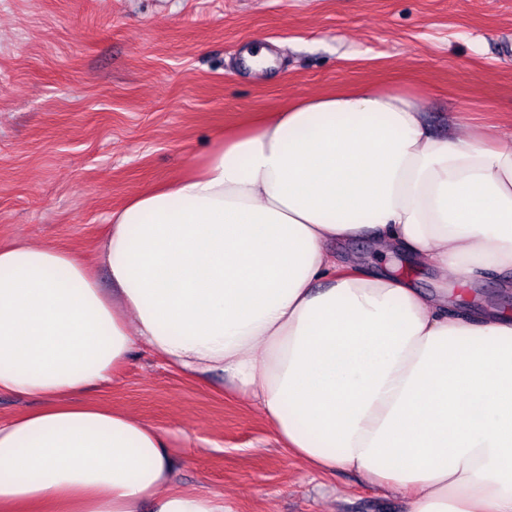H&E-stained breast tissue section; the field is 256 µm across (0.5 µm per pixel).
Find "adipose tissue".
Listing matches in <instances>:
<instances>
[{
  "label": "adipose tissue",
  "instance_id": "adipose-tissue-1",
  "mask_svg": "<svg viewBox=\"0 0 512 512\" xmlns=\"http://www.w3.org/2000/svg\"><path fill=\"white\" fill-rule=\"evenodd\" d=\"M416 92L305 95L225 131L112 211L100 288L73 252L0 245V512H236L180 490L171 433L86 400L146 348L226 381L314 473L407 512H512V318L448 309L338 245L365 237L469 283L512 270V146L434 135ZM39 402L24 399L14 394L0 393V420L7 421L11 417L38 407Z\"/></svg>",
  "mask_w": 512,
  "mask_h": 512
}]
</instances>
